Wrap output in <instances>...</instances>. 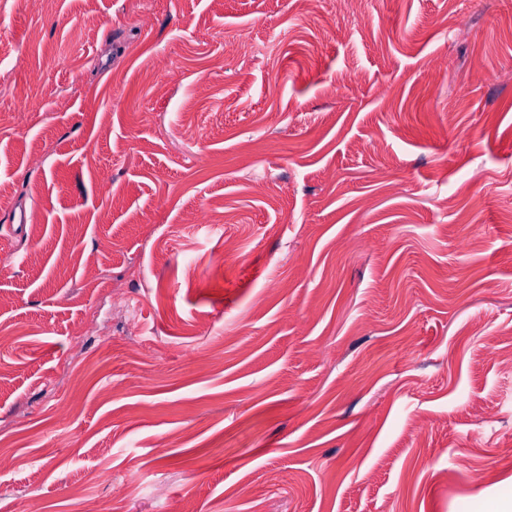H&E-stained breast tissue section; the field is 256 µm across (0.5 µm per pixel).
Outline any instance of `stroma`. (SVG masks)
I'll list each match as a JSON object with an SVG mask.
<instances>
[{
    "instance_id": "1",
    "label": "stroma",
    "mask_w": 512,
    "mask_h": 512,
    "mask_svg": "<svg viewBox=\"0 0 512 512\" xmlns=\"http://www.w3.org/2000/svg\"><path fill=\"white\" fill-rule=\"evenodd\" d=\"M0 185V512H512V0H0Z\"/></svg>"
}]
</instances>
